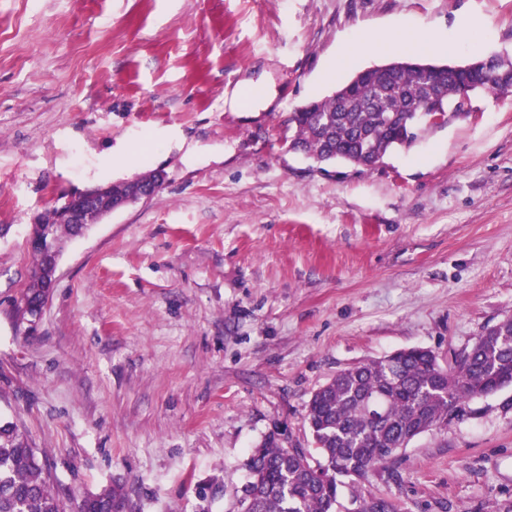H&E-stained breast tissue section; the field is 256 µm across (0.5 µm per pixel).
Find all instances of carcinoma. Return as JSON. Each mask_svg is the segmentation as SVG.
I'll return each mask as SVG.
<instances>
[{
    "mask_svg": "<svg viewBox=\"0 0 512 512\" xmlns=\"http://www.w3.org/2000/svg\"><path fill=\"white\" fill-rule=\"evenodd\" d=\"M481 63L470 94L500 95L492 77L512 60L500 55L476 57ZM437 65L400 58L355 74L356 90L338 100L344 86L312 101L288 119L293 134L288 148L323 162L369 167L391 150L413 143V128L424 109ZM436 84L439 105L462 111L461 65ZM52 248L32 249L28 287L17 300L26 316L43 299ZM512 385V317L488 328L458 359L441 365L427 349L410 348L339 371L311 397L306 421L314 450L288 448L268 437L251 458V480L244 489L243 512H336V476L354 478L353 512H396L385 499L366 497L359 486L369 481L415 437L459 417L469 399ZM318 454L316 460L313 454ZM126 498L119 486L84 497L72 512H122ZM0 512H67L49 486L45 464L11 421H0Z\"/></svg>",
    "mask_w": 512,
    "mask_h": 512,
    "instance_id": "carcinoma-1",
    "label": "carcinoma"
}]
</instances>
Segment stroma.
I'll return each mask as SVG.
<instances>
[{"mask_svg":"<svg viewBox=\"0 0 512 512\" xmlns=\"http://www.w3.org/2000/svg\"><path fill=\"white\" fill-rule=\"evenodd\" d=\"M400 24L512 54V0H0V419L67 503L240 512L266 436L313 445L311 395L401 349L448 363L512 315V99L371 170L289 151L338 46ZM262 84L269 105L246 96ZM136 157L112 158L119 144ZM161 168L69 240L36 328L15 301L57 199ZM417 436L363 487L397 512H507L512 387Z\"/></svg>","mask_w":512,"mask_h":512,"instance_id":"35a3bbf8","label":"stroma"}]
</instances>
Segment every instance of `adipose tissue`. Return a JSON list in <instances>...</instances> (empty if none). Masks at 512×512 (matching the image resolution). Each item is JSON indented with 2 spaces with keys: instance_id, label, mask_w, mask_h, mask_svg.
I'll return each instance as SVG.
<instances>
[{
  "instance_id": "adipose-tissue-1",
  "label": "adipose tissue",
  "mask_w": 512,
  "mask_h": 512,
  "mask_svg": "<svg viewBox=\"0 0 512 512\" xmlns=\"http://www.w3.org/2000/svg\"><path fill=\"white\" fill-rule=\"evenodd\" d=\"M466 40L465 33L448 37L429 27H409L400 25L385 36L364 33L357 40L342 44L335 57L329 62L325 76L337 78L354 62L359 48L372 51L404 50L413 54H444L457 48Z\"/></svg>"
}]
</instances>
